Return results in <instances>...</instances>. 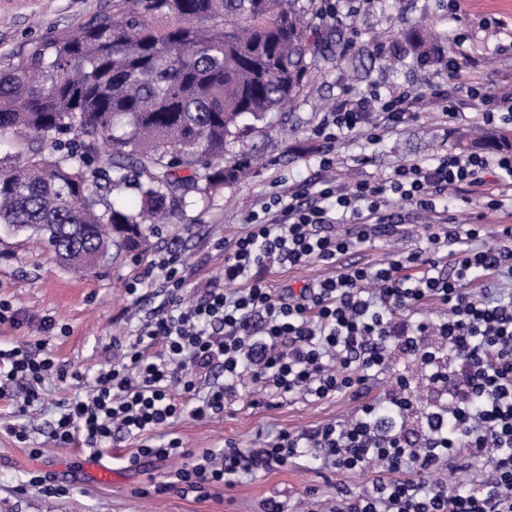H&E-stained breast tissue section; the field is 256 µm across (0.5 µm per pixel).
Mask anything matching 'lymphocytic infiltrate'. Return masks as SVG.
I'll use <instances>...</instances> for the list:
<instances>
[{"label":"lymphocytic infiltrate","mask_w":512,"mask_h":512,"mask_svg":"<svg viewBox=\"0 0 512 512\" xmlns=\"http://www.w3.org/2000/svg\"><path fill=\"white\" fill-rule=\"evenodd\" d=\"M416 101L401 88L342 100L316 129L323 141L318 187L283 188L250 211L242 230L224 241L222 277L195 301L184 300L178 252L161 254L147 282L159 303L145 313L134 342L118 346L116 361L88 378L63 369L48 348L17 343L0 348V388L25 382L29 408L41 402L46 380L86 381L84 396L59 403L53 441L79 439L98 451L115 435L133 437L140 441L128 459L135 467L145 458L184 455L180 438L158 446L150 432L187 413L221 415L228 400L244 397L246 385L281 399L323 400L386 371L397 350L420 358L429 384L446 398L427 414L422 442L405 436L413 401L402 380L388 408L366 402L346 422L284 431L261 448L229 442L206 450L171 480L153 484L154 493L205 498L213 486L309 456L340 471L373 470L371 491L346 492L337 512H512V298L488 287L512 261V227L500 231L506 247L479 246L483 225L448 230L446 204L453 188L499 210L512 194V155L398 160L374 183L349 185L336 175L337 141L357 129L368 141L383 140L413 117ZM404 204L431 216L425 246L382 267L348 268L297 293L269 288L263 272L271 261L292 268L336 263L353 241L394 232L385 211ZM340 224L356 225V237L338 233ZM475 281L481 292L472 291ZM428 302L444 310L437 322L406 319ZM432 333L440 346L425 345ZM463 449L493 469L479 489L438 475L449 455Z\"/></svg>","instance_id":"f902f5d3"}]
</instances>
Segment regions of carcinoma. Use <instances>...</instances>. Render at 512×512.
<instances>
[{
	"label": "carcinoma",
	"mask_w": 512,
	"mask_h": 512,
	"mask_svg": "<svg viewBox=\"0 0 512 512\" xmlns=\"http://www.w3.org/2000/svg\"><path fill=\"white\" fill-rule=\"evenodd\" d=\"M315 0H107L0 67V225L62 265L89 271L144 250L176 209L247 176L232 145L283 132L275 121L308 87L327 46L307 34ZM424 68L445 36L390 30ZM509 145L494 129L456 145Z\"/></svg>",
	"instance_id": "carcinoma-1"
}]
</instances>
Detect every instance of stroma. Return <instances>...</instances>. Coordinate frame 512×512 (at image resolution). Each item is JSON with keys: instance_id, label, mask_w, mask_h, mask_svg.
I'll return each instance as SVG.
<instances>
[{"instance_id": "stroma-1", "label": "stroma", "mask_w": 512, "mask_h": 512, "mask_svg": "<svg viewBox=\"0 0 512 512\" xmlns=\"http://www.w3.org/2000/svg\"><path fill=\"white\" fill-rule=\"evenodd\" d=\"M105 2L0 0V62L17 59L32 42L54 31L77 29ZM352 6V0H337V18L312 20V35L331 44L332 58L316 71L306 93L288 107V134L248 139L249 147L266 155L265 165L209 203L186 208L159 225L149 247L138 257L122 255L76 273L33 248L25 235L0 230V301L11 302L29 319L18 329L0 325V347L42 340L48 342L60 365L90 373L111 359L113 343L133 341L131 318L137 315L139 305L128 293L127 284L150 266L163 243L178 241L182 260L194 272L186 296H193L195 285L219 276L224 253L218 250L217 241L240 231L248 210L270 192L273 178H282L294 187L317 179L315 151L319 142L313 129L339 99L399 87L423 93L424 76L410 54L380 56L365 47L368 38L386 37L394 25L428 24L451 35L465 34L463 49L473 59V80L512 94V0H468L466 12L460 16L450 12L448 0H374L356 14ZM479 108L478 100L463 91L457 96L458 116L453 124L444 123L439 112L429 106L381 143H368L361 132H354L336 147L347 160L338 176L347 183L372 182L392 161L435 160L453 151V128L474 125ZM392 215L400 224L397 235L354 245L335 265L316 261L298 268L269 264L267 282L297 291L304 284L336 276L355 265L391 262L397 251L414 248L424 222L422 215L405 207L393 208ZM44 317L54 321L53 330L40 329ZM422 375L413 356L391 352L388 371L369 381L362 399L383 401L398 379L413 385ZM78 393L69 379L47 383L45 407L23 419L31 433L26 444L18 443L6 430L8 424L21 420L20 387H8L0 396V512H261L263 500L270 497L282 501L285 512H297L307 493L333 500L338 489L357 492L369 487L373 479L368 471L337 473L305 457L259 476L237 479L229 487L215 486L204 499L174 492L144 497L141 488L165 480L183 465V458L155 461L136 470L126 464L139 445L135 439L114 438L96 457L83 447L54 445L50 432L55 405ZM359 401L348 393L319 401L272 399L255 388L249 397L229 401L223 416L197 419L187 414L169 427L156 429L153 437L158 445L169 436L179 437L185 449L196 453L222 448L228 441L242 448H260L283 430L299 433L349 420ZM92 458L111 471V484H102L96 471L89 468ZM31 472L50 476L67 487V494L50 498L39 488L26 485Z\"/></svg>"}]
</instances>
